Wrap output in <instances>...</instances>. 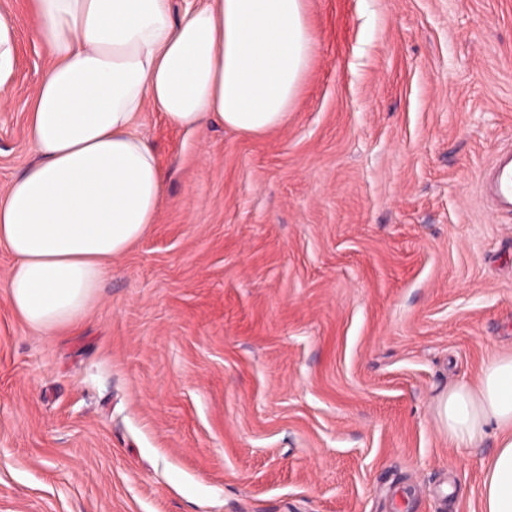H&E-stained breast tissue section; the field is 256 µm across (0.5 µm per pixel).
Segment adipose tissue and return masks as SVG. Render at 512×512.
<instances>
[{
	"label": "adipose tissue",
	"mask_w": 512,
	"mask_h": 512,
	"mask_svg": "<svg viewBox=\"0 0 512 512\" xmlns=\"http://www.w3.org/2000/svg\"><path fill=\"white\" fill-rule=\"evenodd\" d=\"M49 63L30 112L36 159L0 195V247L14 258L8 301L29 327L71 326L114 257L147 236L166 196L145 107L192 132L219 122L249 135L282 125L312 53L306 0H32ZM455 448L497 447L481 512H512V357L438 402Z\"/></svg>",
	"instance_id": "obj_1"
}]
</instances>
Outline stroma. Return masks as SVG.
Returning a JSON list of instances; mask_svg holds the SVG:
<instances>
[{
	"label": "stroma",
	"mask_w": 512,
	"mask_h": 512,
	"mask_svg": "<svg viewBox=\"0 0 512 512\" xmlns=\"http://www.w3.org/2000/svg\"><path fill=\"white\" fill-rule=\"evenodd\" d=\"M0 88V194L35 159L48 57L25 0ZM287 122L145 111L168 176L79 322L24 324L0 248V512H480L495 449L438 398L512 356V0H307ZM484 188L498 210L512 211V153L498 158L485 176Z\"/></svg>",
	"instance_id": "stroma-1"
}]
</instances>
